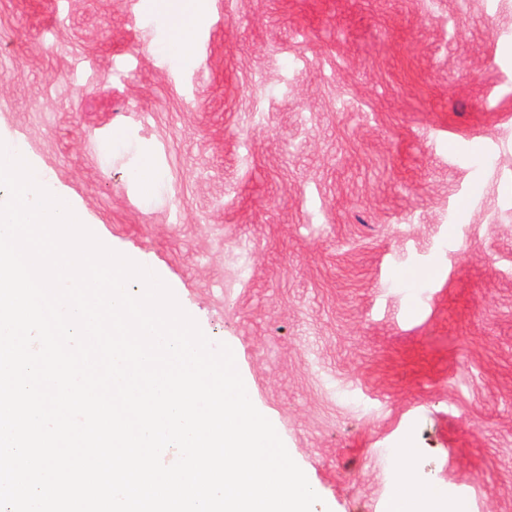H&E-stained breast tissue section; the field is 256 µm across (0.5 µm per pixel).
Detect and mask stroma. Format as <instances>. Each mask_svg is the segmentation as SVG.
<instances>
[{"mask_svg":"<svg viewBox=\"0 0 512 512\" xmlns=\"http://www.w3.org/2000/svg\"><path fill=\"white\" fill-rule=\"evenodd\" d=\"M200 3L184 67L140 0H0V140L232 349L312 512L405 468L512 512V0Z\"/></svg>","mask_w":512,"mask_h":512,"instance_id":"35a3bbf8","label":"stroma"}]
</instances>
